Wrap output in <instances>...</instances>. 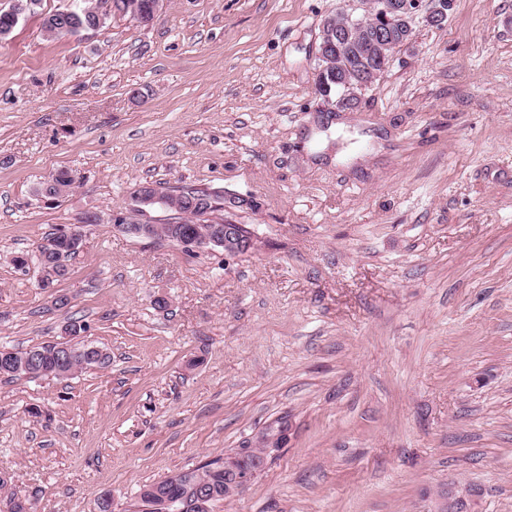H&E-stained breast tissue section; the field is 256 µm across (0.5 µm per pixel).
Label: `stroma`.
<instances>
[{
	"label": "stroma",
	"mask_w": 512,
	"mask_h": 512,
	"mask_svg": "<svg viewBox=\"0 0 512 512\" xmlns=\"http://www.w3.org/2000/svg\"><path fill=\"white\" fill-rule=\"evenodd\" d=\"M83 4L40 0L0 39V345L76 318L111 363L0 378V501L136 512L144 485L284 423L212 512H436L468 485L476 512H512V0L414 22L346 110L315 68L348 0H164L148 26L43 30ZM60 170L78 182L45 203ZM147 182L222 192L253 249L118 231ZM88 213L52 289L17 267Z\"/></svg>",
	"instance_id": "obj_1"
}]
</instances>
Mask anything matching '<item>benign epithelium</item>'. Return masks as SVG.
<instances>
[{
  "mask_svg": "<svg viewBox=\"0 0 512 512\" xmlns=\"http://www.w3.org/2000/svg\"><path fill=\"white\" fill-rule=\"evenodd\" d=\"M163 0H151L148 10H142L138 0L128 2L127 11L130 18L143 23L153 22ZM363 13L373 18L374 30L367 38V47L376 54V59L391 62L394 52L407 43L406 37L412 30V23L417 20L433 27H441L448 20V13L453 9L454 0H359ZM358 27V17L339 11L327 16L322 22L321 36L322 49L318 53V67L316 81L322 83L326 90L324 98L331 99L326 84V76L336 75V82L347 87L355 85L366 87L373 83L375 72L368 74L360 72L355 81H350L340 60L344 57L343 48L349 42L351 32ZM159 201L155 188L137 187L132 193L133 209L139 210L141 206ZM124 233L144 238L154 236L155 225L145 223L127 222L116 225ZM197 250H213L221 248L226 256H237L247 253L253 248V239L242 235L237 224H218L211 227L208 233L193 240ZM282 432H277L267 439V447L253 459L250 467L244 468L239 464V455L242 451L224 455V497H235L251 480L265 469L274 452L279 450ZM480 489L467 486L448 496L439 505L436 512H471V509L480 497Z\"/></svg>",
  "mask_w": 512,
  "mask_h": 512,
  "instance_id": "1",
  "label": "benign epithelium"
}]
</instances>
